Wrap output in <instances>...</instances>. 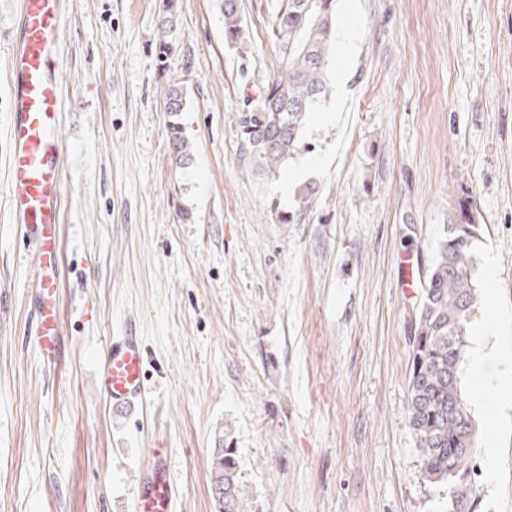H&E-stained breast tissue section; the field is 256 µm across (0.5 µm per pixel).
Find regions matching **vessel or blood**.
I'll return each mask as SVG.
<instances>
[{
	"mask_svg": "<svg viewBox=\"0 0 512 512\" xmlns=\"http://www.w3.org/2000/svg\"><path fill=\"white\" fill-rule=\"evenodd\" d=\"M66 0H18L8 54L9 195L14 223L32 255L35 274L26 287L32 316L30 344L43 363L64 354L61 293L63 97ZM147 353L139 336H112L98 359L96 382L115 416L124 417L147 396ZM174 489L167 457L155 449L139 482L133 512H172Z\"/></svg>",
	"mask_w": 512,
	"mask_h": 512,
	"instance_id": "vessel-or-blood-1",
	"label": "vessel or blood"
}]
</instances>
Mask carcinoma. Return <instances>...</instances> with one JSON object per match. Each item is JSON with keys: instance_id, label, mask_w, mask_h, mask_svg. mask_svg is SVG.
Segmentation results:
<instances>
[{"instance_id": "obj_1", "label": "carcinoma", "mask_w": 512, "mask_h": 512, "mask_svg": "<svg viewBox=\"0 0 512 512\" xmlns=\"http://www.w3.org/2000/svg\"><path fill=\"white\" fill-rule=\"evenodd\" d=\"M175 0H165L159 23L157 61L166 69L173 35ZM224 38L246 40L237 0H223ZM277 64L273 76L241 118V138L249 154L275 174L305 147L302 132L308 114L329 91L326 72L336 36L335 0H284L270 24ZM166 111L187 107L183 82L164 84ZM169 146L187 165L192 150L179 124L169 127ZM477 224L467 205L449 216L434 261L424 281L415 319L408 377V421L421 460L422 479L448 489V512H474L478 499L472 482L476 426L460 388L461 367L480 293L475 283L473 242ZM224 483L216 512H241L245 490L239 481L235 449L219 440L209 482Z\"/></svg>"}]
</instances>
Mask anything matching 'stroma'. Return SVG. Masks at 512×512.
<instances>
[{
    "label": "stroma",
    "instance_id": "obj_1",
    "mask_svg": "<svg viewBox=\"0 0 512 512\" xmlns=\"http://www.w3.org/2000/svg\"><path fill=\"white\" fill-rule=\"evenodd\" d=\"M162 0H70L62 71L61 265L66 352L28 342L31 255L7 189L5 60L17 0H0V512H131L153 449L174 512H215L208 471L235 448L243 512H447L408 423L415 315L449 216L466 202L485 379L462 375L477 446L476 512H512V0H336L331 90L276 174L240 136L275 69L282 0H177L164 110ZM354 31L345 47L346 31ZM177 120L189 165L168 147ZM308 182L319 191L298 199ZM291 216L290 223L278 220ZM147 351V398L115 418L95 384L107 339ZM237 2V0H224L221 9L224 17V38L230 44H241L246 40ZM164 100L166 112L177 115L187 107V92L182 81H177L175 75L170 76L164 84Z\"/></svg>",
    "mask_w": 512,
    "mask_h": 512
}]
</instances>
